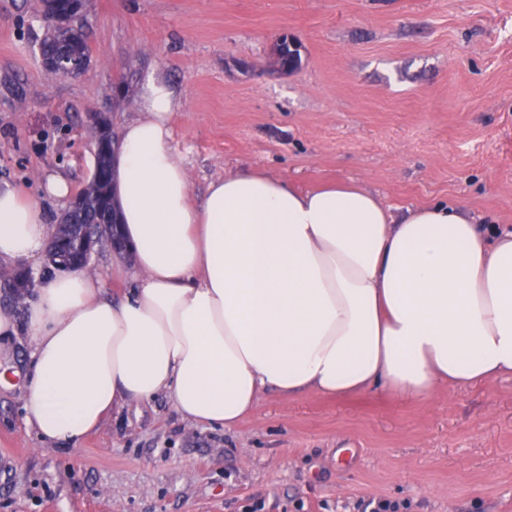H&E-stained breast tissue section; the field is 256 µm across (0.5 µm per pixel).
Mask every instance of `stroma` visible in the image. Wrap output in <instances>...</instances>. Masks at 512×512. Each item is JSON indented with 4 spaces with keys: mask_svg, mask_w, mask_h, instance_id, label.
<instances>
[{
    "mask_svg": "<svg viewBox=\"0 0 512 512\" xmlns=\"http://www.w3.org/2000/svg\"><path fill=\"white\" fill-rule=\"evenodd\" d=\"M41 0H0V189L38 196L48 226L94 168L88 115L113 131L140 115L139 86L167 80L191 201L250 165L309 190L353 182L393 211L465 201L512 228V0H87L82 75L38 56ZM298 69L271 68L279 39ZM105 297L132 288V258L94 244ZM47 256L0 261V512H512V378L420 401L269 392L236 429L196 428L165 397L113 411L77 448L26 422L35 293ZM44 66L60 77H73L82 74L85 69L82 65L71 59L59 56H52L48 59L40 55Z\"/></svg>",
    "mask_w": 512,
    "mask_h": 512,
    "instance_id": "1",
    "label": "stroma"
}]
</instances>
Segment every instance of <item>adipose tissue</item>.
Masks as SVG:
<instances>
[{
  "label": "adipose tissue",
  "instance_id": "ef3b65f1",
  "mask_svg": "<svg viewBox=\"0 0 512 512\" xmlns=\"http://www.w3.org/2000/svg\"><path fill=\"white\" fill-rule=\"evenodd\" d=\"M139 99L111 185L134 288L111 301L60 274L29 308L26 419L43 439L79 445L121 402L160 396L230 430L271 390L424 400L512 377V228L461 200L397 216L360 185L301 190L254 167L192 202L180 99L162 79ZM46 236L36 201L0 189V259H35Z\"/></svg>",
  "mask_w": 512,
  "mask_h": 512
}]
</instances>
